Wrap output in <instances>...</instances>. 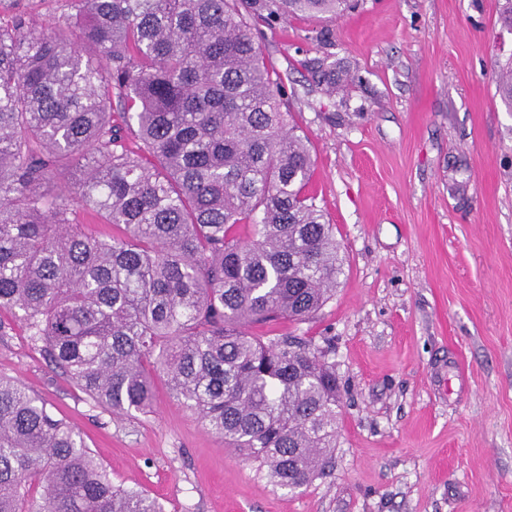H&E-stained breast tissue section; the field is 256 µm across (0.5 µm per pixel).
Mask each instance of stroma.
<instances>
[{"instance_id":"stroma-1","label":"stroma","mask_w":512,"mask_h":512,"mask_svg":"<svg viewBox=\"0 0 512 512\" xmlns=\"http://www.w3.org/2000/svg\"><path fill=\"white\" fill-rule=\"evenodd\" d=\"M502 0H358L330 21L259 25L316 169L309 191L345 256L313 319L250 327L326 348L341 387L325 476L274 489L157 379L153 409L116 419L0 315V374L79 431L115 483L164 512H512V63ZM34 29L58 0H0ZM347 75L335 96L305 69Z\"/></svg>"}]
</instances>
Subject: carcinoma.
Here are the masks:
<instances>
[{
  "mask_svg": "<svg viewBox=\"0 0 512 512\" xmlns=\"http://www.w3.org/2000/svg\"><path fill=\"white\" fill-rule=\"evenodd\" d=\"M350 0H62L81 41L0 25V314L114 417L150 412L155 378L276 489L326 474L339 387L326 351L245 327L303 322L344 269L309 194L254 34ZM326 91L336 63H310ZM497 92L512 112V69ZM137 150L128 146L129 136ZM76 189L52 193L61 166ZM110 224L112 237L84 223ZM0 512H163L115 485L80 434L0 375Z\"/></svg>",
  "mask_w": 512,
  "mask_h": 512,
  "instance_id": "cac0c4a2",
  "label": "carcinoma"
}]
</instances>
